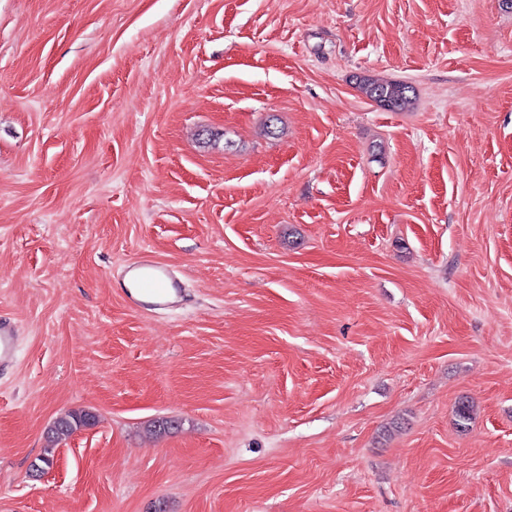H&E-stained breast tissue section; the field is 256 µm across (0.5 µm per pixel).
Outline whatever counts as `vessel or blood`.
Wrapping results in <instances>:
<instances>
[{"instance_id":"vessel-or-blood-1","label":"vessel or blood","mask_w":512,"mask_h":512,"mask_svg":"<svg viewBox=\"0 0 512 512\" xmlns=\"http://www.w3.org/2000/svg\"><path fill=\"white\" fill-rule=\"evenodd\" d=\"M123 277L128 281L125 297L134 306L158 309L170 306L171 297L181 294L183 286L166 263L142 256L127 264ZM20 330L7 320H0V369L13 366L17 358Z\"/></svg>"}]
</instances>
